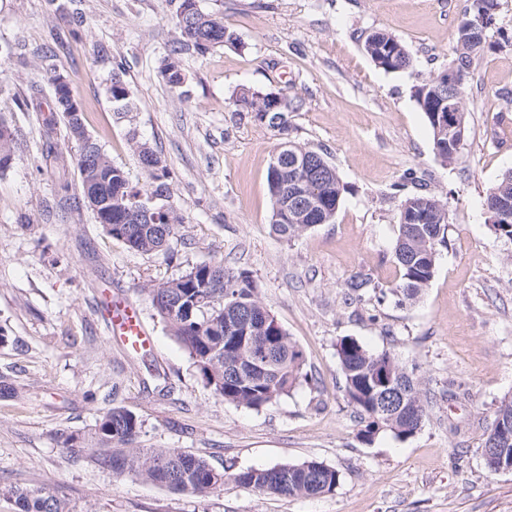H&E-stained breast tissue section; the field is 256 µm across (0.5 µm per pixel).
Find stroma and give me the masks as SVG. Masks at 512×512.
Listing matches in <instances>:
<instances>
[{
    "instance_id": "1",
    "label": "stroma",
    "mask_w": 512,
    "mask_h": 512,
    "mask_svg": "<svg viewBox=\"0 0 512 512\" xmlns=\"http://www.w3.org/2000/svg\"><path fill=\"white\" fill-rule=\"evenodd\" d=\"M236 44L181 52L185 90L160 74L177 41L173 0H0V118L19 144L0 171V486L53 484L72 512H512V471L489 474L482 442L512 395V241L483 207L512 170V46L465 79L466 145L445 166L414 87L447 68L463 0H199ZM395 35L414 65L388 73L363 45ZM122 71L133 102L117 111ZM69 80L89 135L139 177L130 138L171 172L182 214L171 254H142L66 201L75 164H45L49 76ZM247 87L301 100L279 135L237 111ZM324 153L347 191L333 218L292 240L272 227L269 163L281 139ZM446 201V246L417 299L397 301L392 261L409 196ZM248 270L260 298L303 351L306 377L261 410L218 399L170 335L150 290L201 263ZM357 276L373 288L355 292ZM132 303L151 338L134 353L106 335L102 291ZM389 352L427 387L455 382L421 430L364 442L344 398L336 343ZM111 407L142 423L138 445L178 448L236 472L317 460L339 472L334 493L283 497L226 483L207 496L118 478L61 446ZM462 454L454 466V454Z\"/></svg>"
}]
</instances>
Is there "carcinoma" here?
Listing matches in <instances>:
<instances>
[{
    "label": "carcinoma",
    "mask_w": 512,
    "mask_h": 512,
    "mask_svg": "<svg viewBox=\"0 0 512 512\" xmlns=\"http://www.w3.org/2000/svg\"><path fill=\"white\" fill-rule=\"evenodd\" d=\"M463 19L476 21L485 18L496 22L498 0H466ZM175 26L180 47L194 50L203 56L216 46L236 41L235 35L224 26L221 18L202 11L198 0H176ZM500 46L489 40V30L457 29L452 47L453 60L462 70L465 80L473 64L487 51ZM364 51L378 68L388 73L405 72L413 60L402 42L387 32H374L364 42ZM173 50L164 58L161 76L172 87L184 85L180 61ZM60 75L50 76L54 107L66 129H71L69 113L80 111L70 84L59 83ZM430 81L415 86V100L424 113L430 112L438 101L429 100L425 89ZM112 99L129 106L130 90L118 80L110 88ZM268 94L242 88L235 102L254 120L272 129L285 131V110L265 104L257 112L254 105ZM432 128L433 143L445 147L435 154L441 163L455 162L446 147L448 136H438ZM46 139L44 160L64 165V157L54 142L55 116L43 122ZM146 183L152 193L170 195V173L156 152L147 144L132 139ZM17 143L11 128L0 121V170L6 169ZM76 166L80 175L81 194L86 203L89 196L101 194L102 206L94 213L96 222L113 239L128 249L152 254L170 249L176 227L183 216L168 206L159 213L136 224L128 213L148 196L134 184L124 167L112 163L102 146L91 138L80 143ZM326 161L323 154L307 147H298L297 156L283 155L277 150L269 164V191L272 198V226L282 237L291 239L312 228L317 221L330 222L335 216L346 187L335 172H320L309 189L312 219L309 224H294L285 218L284 204L290 186L282 173L311 172ZM512 200V170L504 173L486 194L491 199ZM411 223L399 224L392 254L400 273V283L389 289L405 297H416L429 287L435 276L438 247L445 243L447 221L438 218L447 210V203L431 194L407 198ZM151 293L158 296L154 306L170 334L188 352L202 380L223 401L252 410H260L288 395L302 377L305 359L303 352L288 336L275 316L263 305L253 275L247 270L230 272L221 263L200 264L182 275L167 280ZM336 355L344 382L347 401L355 408L362 424L360 437L374 440L381 432H390L397 439L417 433L433 403L430 391L409 373L388 352L373 353L358 340L345 336L336 343ZM142 428L141 421L131 411L112 407L100 415L87 432L61 434L62 447L73 455L86 454L91 463L116 477L134 476L172 490L196 496L213 494L232 481L244 488L272 495L317 497L333 493L340 482L336 469L321 461L309 460L299 464H281L272 468H250L229 473L218 470L206 460L176 448H144L136 445ZM485 466L490 473L501 463L512 462V397L501 401L494 421L482 444ZM16 512H72L69 503L49 486L15 488L8 491Z\"/></svg>",
    "instance_id": "obj_1"
}]
</instances>
